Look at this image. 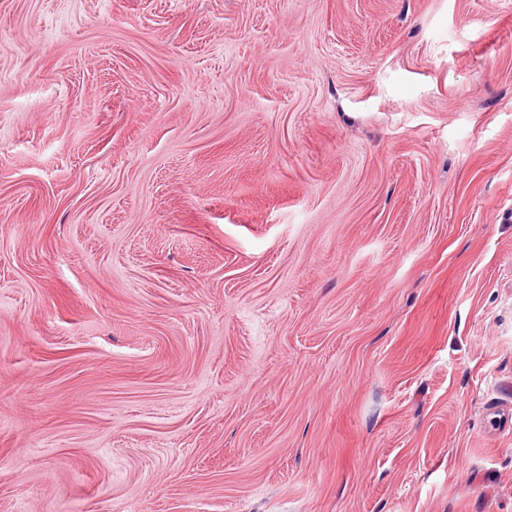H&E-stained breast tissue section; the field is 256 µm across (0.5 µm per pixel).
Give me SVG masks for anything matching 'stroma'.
I'll return each instance as SVG.
<instances>
[{
    "label": "stroma",
    "mask_w": 512,
    "mask_h": 512,
    "mask_svg": "<svg viewBox=\"0 0 512 512\" xmlns=\"http://www.w3.org/2000/svg\"><path fill=\"white\" fill-rule=\"evenodd\" d=\"M0 512H512V0H0Z\"/></svg>",
    "instance_id": "stroma-1"
}]
</instances>
